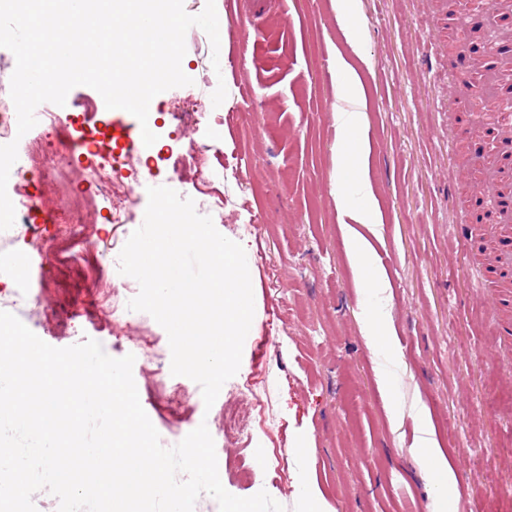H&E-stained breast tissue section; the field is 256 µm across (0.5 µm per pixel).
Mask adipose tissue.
I'll use <instances>...</instances> for the list:
<instances>
[{
    "mask_svg": "<svg viewBox=\"0 0 512 512\" xmlns=\"http://www.w3.org/2000/svg\"><path fill=\"white\" fill-rule=\"evenodd\" d=\"M334 65L336 97L355 105L356 125L361 130L367 125L366 97L361 75L347 57L337 56ZM336 214L340 219L339 227L347 245V257L355 279L374 286L385 283L384 270L374 265L370 256L371 246L358 232L359 226L370 228L382 221L374 195H367L362 206L355 210L350 209L344 195H337ZM420 433V446L427 468L431 469L446 492L454 490L457 485L455 470L440 448L430 420H423Z\"/></svg>",
    "mask_w": 512,
    "mask_h": 512,
    "instance_id": "adipose-tissue-1",
    "label": "adipose tissue"
}]
</instances>
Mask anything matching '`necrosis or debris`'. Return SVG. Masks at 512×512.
Segmentation results:
<instances>
[{"instance_id":"1","label":"necrosis or debris","mask_w":512,"mask_h":512,"mask_svg":"<svg viewBox=\"0 0 512 512\" xmlns=\"http://www.w3.org/2000/svg\"><path fill=\"white\" fill-rule=\"evenodd\" d=\"M37 125L21 147L18 166L11 169L7 192L14 204L16 221L12 235L24 239L29 248L42 260H53L56 249L50 237L39 231L34 222L37 213H45L80 230L96 221L98 204L108 201L113 223L123 224L135 215L134 205L147 183L146 170L151 157L138 150L99 151L96 160L78 166L74 151L82 144L73 141L68 153H58L64 142L66 127L58 111L37 113ZM222 151L207 146L190 149L169 171L179 177L181 169L192 170L196 180L194 196L212 217L224 216V193L215 187L211 178L213 163L223 160ZM41 176L47 194H34L30 185L34 176Z\"/></svg>"}]
</instances>
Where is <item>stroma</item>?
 Instances as JSON below:
<instances>
[{"instance_id":"obj_1","label":"stroma","mask_w":512,"mask_h":512,"mask_svg":"<svg viewBox=\"0 0 512 512\" xmlns=\"http://www.w3.org/2000/svg\"><path fill=\"white\" fill-rule=\"evenodd\" d=\"M330 0H215L219 19L241 15L259 31L234 30L212 60L208 35L185 37L188 93L211 95L214 66L227 97L221 138L203 121L194 139L224 153V222L249 262L255 314L238 373L205 407L200 386L171 373L168 336L148 313L113 302L99 274L101 253L119 256L134 230L100 221L74 238L45 224L58 260L33 268L32 295L47 316L0 285V310L40 339L66 347L92 338L114 358L135 357L133 378L162 446L200 424L214 439L224 488L238 497L266 491L285 512H431L438 486L423 466L417 436L430 413L456 468L448 512H512V382L491 357L492 314L477 297L486 270L456 249L465 223V184L440 176L461 168L466 138L453 137L449 60L466 52L460 18L425 11L421 0H360L355 32L370 60L366 74L373 189L383 212L380 238L386 284L356 287L336 223V193L351 205L362 184L336 173L333 50L343 47ZM441 25L437 74L423 73L431 49L423 35ZM391 320L395 345H367L361 322ZM390 382L399 422L387 415L378 374ZM260 398L271 421L225 434L224 410Z\"/></svg>"}]
</instances>
